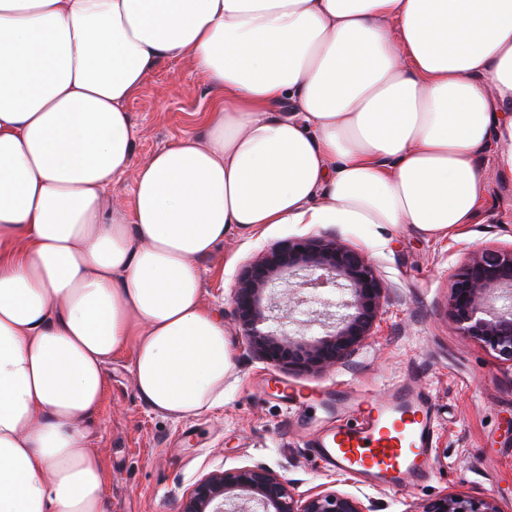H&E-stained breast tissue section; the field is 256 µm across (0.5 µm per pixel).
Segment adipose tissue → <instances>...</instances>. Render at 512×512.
Masks as SVG:
<instances>
[{
  "label": "adipose tissue",
  "instance_id": "1",
  "mask_svg": "<svg viewBox=\"0 0 512 512\" xmlns=\"http://www.w3.org/2000/svg\"><path fill=\"white\" fill-rule=\"evenodd\" d=\"M170 58L216 98L201 137L132 166L126 104ZM493 177L512 181V0H0V512H104L87 424L121 352L155 413L223 406L198 261L225 235L444 237Z\"/></svg>",
  "mask_w": 512,
  "mask_h": 512
}]
</instances>
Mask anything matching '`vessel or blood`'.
<instances>
[{
    "mask_svg": "<svg viewBox=\"0 0 512 512\" xmlns=\"http://www.w3.org/2000/svg\"><path fill=\"white\" fill-rule=\"evenodd\" d=\"M271 392L299 405L295 423L303 430L314 429L311 446L326 467L380 487L429 480L434 403L412 385L396 384L381 399L341 390L320 395L279 382Z\"/></svg>",
    "mask_w": 512,
    "mask_h": 512,
    "instance_id": "vessel-or-blood-1",
    "label": "vessel or blood"
}]
</instances>
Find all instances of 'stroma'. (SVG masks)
<instances>
[{
	"label": "stroma",
	"mask_w": 512,
	"mask_h": 512,
	"mask_svg": "<svg viewBox=\"0 0 512 512\" xmlns=\"http://www.w3.org/2000/svg\"><path fill=\"white\" fill-rule=\"evenodd\" d=\"M214 92L185 58L161 62L129 100L133 164L175 140L201 133ZM336 233L363 248L390 294L383 322L351 364L298 375L280 370L244 346L231 313L239 268L263 248L312 233ZM512 246V181L491 180L486 205L474 223L444 239H426L410 227L359 224H269L252 235L233 233L200 259L205 304L220 314L236 374L224 383V405L174 421L137 397L128 354L106 367L100 409L88 441L101 456L107 485L104 512H176L201 475L263 464L291 482L297 494L334 487L370 497L377 512H418L443 494L485 495L512 512V368L479 343L448 328V292L458 268L476 250ZM277 377L303 389L344 387L386 396L399 382L429 394L436 411L431 451L433 478L421 486H370L356 475L323 466L310 438L292 423L294 411L263 392Z\"/></svg>",
	"instance_id": "stroma-1"
}]
</instances>
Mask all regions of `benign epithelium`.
Returning <instances> with one entry per match:
<instances>
[{
  "mask_svg": "<svg viewBox=\"0 0 512 512\" xmlns=\"http://www.w3.org/2000/svg\"><path fill=\"white\" fill-rule=\"evenodd\" d=\"M305 291L309 322L322 333L288 331L275 288L286 279ZM389 289L367 254L336 234L288 238L263 250L240 271L231 296L242 342L258 357L288 370L319 373L349 363L375 335ZM448 327L512 366V247L474 252L448 293ZM176 512H373L360 497L319 488L292 492L288 480L264 465L216 468L197 479ZM419 512H500L494 498L444 494Z\"/></svg>",
  "mask_w": 512,
  "mask_h": 512,
  "instance_id": "obj_1",
  "label": "benign epithelium"
}]
</instances>
